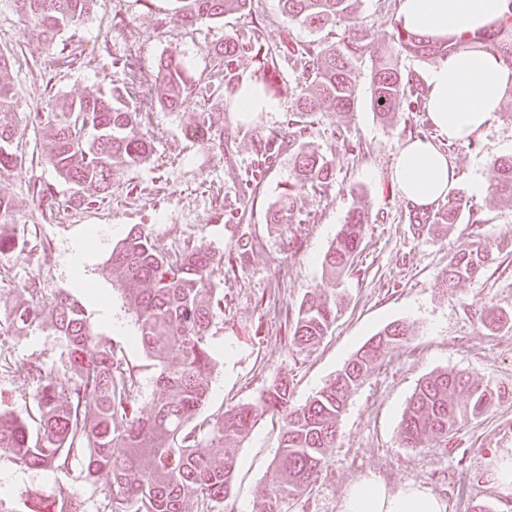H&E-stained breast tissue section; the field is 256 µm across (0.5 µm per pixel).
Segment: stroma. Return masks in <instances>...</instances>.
I'll use <instances>...</instances> for the list:
<instances>
[{"label":"stroma","instance_id":"35a3bbf8","mask_svg":"<svg viewBox=\"0 0 512 512\" xmlns=\"http://www.w3.org/2000/svg\"><path fill=\"white\" fill-rule=\"evenodd\" d=\"M174 0H97L93 15L58 37L77 60L65 63L52 54L27 18L0 8V51L9 54L17 107L0 113V123L17 127L19 150L28 160L0 169V196L10 198L12 224L5 234L19 236L17 251L0 263V320L10 318L23 301L29 280H39L47 295L66 293L85 307L97 336L121 349L138 375V405L149 410L159 368L134 341L138 333L123 291L120 269L110 265L113 246L135 227L147 230L161 249L172 252L190 240L215 255H228L240 235L253 250L244 263L225 272L224 314L214 319L209 342L215 366L202 415L220 416L231 406L258 400L272 380L289 383L295 403L320 391L376 333L388 325L409 327L410 340L395 350L350 395L341 416L328 474L312 491L289 500L287 512H339L350 485L368 474L391 489L408 484L429 488L446 512H512V495L494 482L497 464L512 457V328L492 333L480 318L491 306L512 315V203L477 195L473 185L489 183L494 159L512 154V91L494 120L476 134V146H452L429 119L426 75L433 63L400 56L398 67L420 101L402 111L397 122L379 120L372 106L371 72L387 50L399 0H360L359 20L367 29V47L356 63L354 108H325L300 116L306 140L332 159L335 176L303 193L298 212L286 224L270 223L271 206L288 185L289 152L270 161L252 184V199L240 203L241 179L256 154L258 132L288 135L293 100L304 85L300 70L285 57L284 44L338 41L345 21L319 30L283 25L279 0H258L256 14L233 13L193 27L172 18ZM267 25L266 42L277 61L280 88L274 112L240 117L233 92H199L180 112L154 110L142 134L153 151L139 167L113 183L107 197L80 204L72 186L37 154L45 145V127L27 126L25 115L45 112L52 95L79 98L122 84L121 59L136 50L144 71H152L163 53L181 51L192 74H210V47L227 38H244L256 18ZM206 113L224 134V153L216 155L185 137L183 130ZM423 137L445 150L457 177L454 189L480 210L477 224H455L440 234L426 233L414 221L415 204L393 181L400 145ZM51 184L55 203L41 205L33 183ZM365 207L371 222L353 268L341 279L328 277L322 258L347 213ZM493 249L494 262L478 278L441 288L439 278L459 246ZM86 259L80 276L71 272L77 249ZM98 285L94 298L77 280ZM343 289L348 305L323 341L310 351L292 342V317L310 292ZM49 316L38 327L0 338V350L14 368L0 378V410L27 416L31 402L26 365L34 359L57 364L60 347ZM459 372L491 392L483 415L468 419L447 443L405 448L399 425L406 404L426 377ZM281 436V422L267 416L231 450L237 465L229 512H258L256 493L267 482ZM93 484L49 470L26 469L0 459V496L13 512H27L35 493H80L88 512L95 508Z\"/></svg>","mask_w":512,"mask_h":512}]
</instances>
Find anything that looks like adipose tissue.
<instances>
[{"instance_id":"ef3b65f1","label":"adipose tissue","mask_w":512,"mask_h":512,"mask_svg":"<svg viewBox=\"0 0 512 512\" xmlns=\"http://www.w3.org/2000/svg\"><path fill=\"white\" fill-rule=\"evenodd\" d=\"M511 9L512 0H400L398 17L424 36L471 37L494 28ZM427 85L432 123L440 134L464 143L499 112L512 90V67L499 54L461 49L428 72ZM393 179L409 201L422 206L447 197L456 181L447 156L425 139L399 148ZM339 512H445V507L426 487L410 484L394 491L373 475L348 487Z\"/></svg>"}]
</instances>
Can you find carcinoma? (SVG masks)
Instances as JSON below:
<instances>
[{"mask_svg":"<svg viewBox=\"0 0 512 512\" xmlns=\"http://www.w3.org/2000/svg\"><path fill=\"white\" fill-rule=\"evenodd\" d=\"M28 18L52 49L58 34L91 17L97 0H9ZM177 20L190 25L215 21L227 11L251 13L254 0H178ZM285 23L318 30L331 20L358 24L356 0H280ZM266 25L258 20L247 39L259 60L265 82L274 61L268 57ZM389 51L380 56L371 73L376 115L393 119L412 105L396 59L410 54L423 59L443 58L451 50L478 48L512 59V10L484 37L463 35L431 41L401 25L392 24ZM364 48L355 36L334 47L296 44L286 48L292 64L308 86L295 102L301 115L327 105L347 112L356 96L355 63ZM240 50L228 38L210 54L217 67L208 84L230 88V62ZM125 82L107 91L79 99L54 97L49 110L29 116L31 122L51 126L45 160L70 183L79 203L91 205L107 193L121 171L141 165L150 143L140 134L150 122L154 105L179 112L195 97L197 84L182 54L172 50L158 58L149 74L134 56L122 62ZM9 57L0 53V112L14 109ZM185 136L207 149L224 154V136L208 119L185 128ZM17 128L0 124V168L23 164ZM272 133L259 132L256 162L262 164L282 148ZM292 180L279 198L270 221L282 224L293 214L301 191L314 189L334 175L324 154L308 142L291 141ZM493 196L512 202V155L492 163ZM481 223L478 211L455 194L438 210L422 218L427 229L457 224L463 212ZM369 224L368 212L352 210L324 255L322 267L333 279L353 266ZM111 264L122 270L125 292L136 314L137 341L160 366L152 389L151 407L138 411L139 382L134 370L119 362L116 350L96 336L82 306L65 294L45 301L41 282L25 288L30 304L18 307L8 327L40 325L41 305L51 308L54 335L61 343L60 366L72 370L66 386L43 362L30 363L27 375L37 427L28 420L0 411V458L23 468H48L97 484L96 512H185L189 501L198 512H224L232 490L236 460L226 444L243 438L267 413L282 420L279 452L268 485L259 493V512H284L283 504L312 489L327 470V450L335 445L340 416L349 395L362 379L407 340V330L393 324L372 337L346 366L301 405H294L288 381L273 380L254 403L233 406L221 418L200 415L212 376L213 352L208 336L213 319L224 312V294L214 288L215 275L224 272L222 259L186 241L173 253L160 250L145 230L132 229L112 249ZM492 252L475 245L460 248L442 272L440 286L453 288L474 279L491 263ZM345 303L336 291L302 301L292 340L302 351L326 336ZM491 393L470 378L445 372L426 378L416 387L403 412L400 442L405 448H425L445 441L465 421L486 413ZM210 438L206 455L196 451L199 438Z\"/></svg>","mask_w":512,"mask_h":512,"instance_id":"obj_1","label":"carcinoma"}]
</instances>
